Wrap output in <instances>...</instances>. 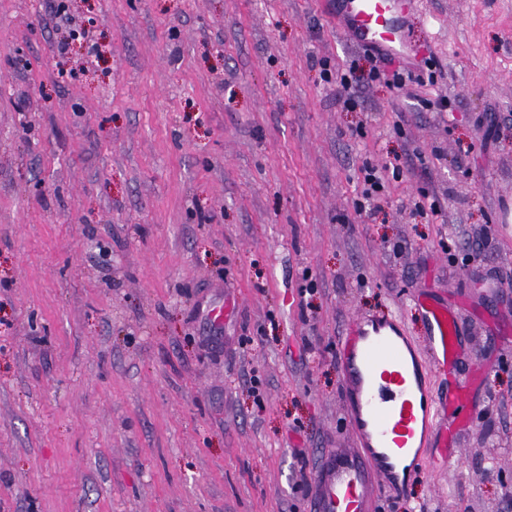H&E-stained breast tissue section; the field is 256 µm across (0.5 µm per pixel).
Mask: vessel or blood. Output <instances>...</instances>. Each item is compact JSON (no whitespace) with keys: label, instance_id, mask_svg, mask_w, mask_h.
Wrapping results in <instances>:
<instances>
[{"label":"vessel or blood","instance_id":"vessel-or-blood-1","mask_svg":"<svg viewBox=\"0 0 512 512\" xmlns=\"http://www.w3.org/2000/svg\"><path fill=\"white\" fill-rule=\"evenodd\" d=\"M421 6V0H335L333 11L351 43L408 60L414 48L406 21ZM416 306L428 326L427 347L414 344L395 317L354 318L340 337L336 352L351 444L328 451L319 463L311 512H371L382 489L400 492L414 479L424 447L456 458L447 417L461 406L463 393L434 396L423 366L445 369L456 362L458 317L428 292Z\"/></svg>","mask_w":512,"mask_h":512}]
</instances>
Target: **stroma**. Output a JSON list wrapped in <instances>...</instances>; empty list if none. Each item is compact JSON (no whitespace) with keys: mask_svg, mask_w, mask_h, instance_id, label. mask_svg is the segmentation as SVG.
<instances>
[{"mask_svg":"<svg viewBox=\"0 0 512 512\" xmlns=\"http://www.w3.org/2000/svg\"><path fill=\"white\" fill-rule=\"evenodd\" d=\"M407 35L399 88L322 0H0V512H309L349 445L339 338L395 314L425 345L426 288L461 327L428 370L469 391L457 459L375 512H512V0ZM365 188L362 192L363 199L368 203L369 211L379 207L378 200L383 189L382 177L378 174L377 168L365 165L363 169Z\"/></svg>","mask_w":512,"mask_h":512,"instance_id":"1","label":"stroma"}]
</instances>
